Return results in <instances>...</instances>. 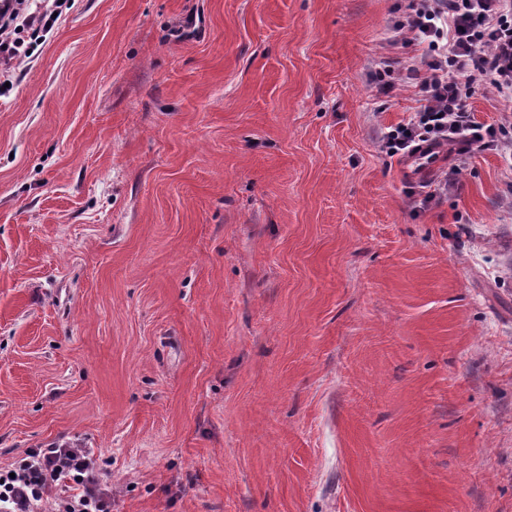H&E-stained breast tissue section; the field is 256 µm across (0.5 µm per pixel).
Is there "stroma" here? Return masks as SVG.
<instances>
[{
    "label": "stroma",
    "instance_id": "1",
    "mask_svg": "<svg viewBox=\"0 0 512 512\" xmlns=\"http://www.w3.org/2000/svg\"><path fill=\"white\" fill-rule=\"evenodd\" d=\"M396 0H74L0 94V469L112 512H512V169L419 207ZM15 473V478L10 477ZM107 471L87 448H33L0 471L1 512H112Z\"/></svg>",
    "mask_w": 512,
    "mask_h": 512
}]
</instances>
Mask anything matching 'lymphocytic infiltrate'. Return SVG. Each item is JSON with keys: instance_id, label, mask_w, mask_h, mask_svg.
<instances>
[{"instance_id": "obj_1", "label": "lymphocytic infiltrate", "mask_w": 512, "mask_h": 512, "mask_svg": "<svg viewBox=\"0 0 512 512\" xmlns=\"http://www.w3.org/2000/svg\"><path fill=\"white\" fill-rule=\"evenodd\" d=\"M67 4L41 0L33 11L29 0H0V88L45 42ZM386 42L423 48L402 62L381 55L371 71L379 92L390 89L399 71L423 97L407 123L382 136L386 155L454 142L465 153L495 147L512 159L506 125L477 122L468 106L484 90L512 112V0H406ZM106 475L89 449L66 443L31 449L13 470L0 471V512H112Z\"/></svg>"}]
</instances>
